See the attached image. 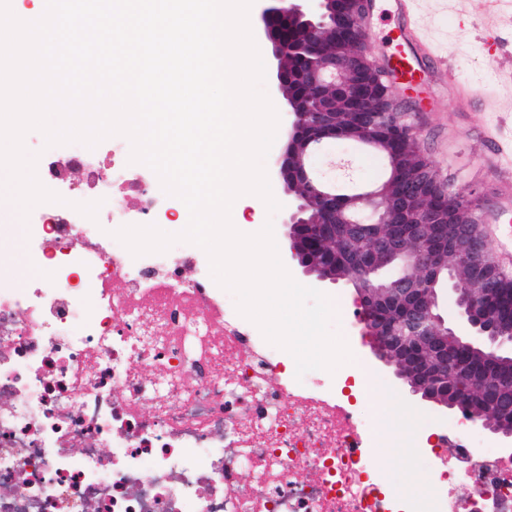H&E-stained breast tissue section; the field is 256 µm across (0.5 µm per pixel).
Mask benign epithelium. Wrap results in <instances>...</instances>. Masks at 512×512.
Returning <instances> with one entry per match:
<instances>
[{"label": "benign epithelium", "mask_w": 512, "mask_h": 512, "mask_svg": "<svg viewBox=\"0 0 512 512\" xmlns=\"http://www.w3.org/2000/svg\"><path fill=\"white\" fill-rule=\"evenodd\" d=\"M371 0H269L260 20L278 60L277 88L291 75L287 58L301 60L297 78L307 88L308 100L324 97L325 87L354 106L351 113L356 140L387 161L381 183L359 186L341 211L331 208L336 198L315 166L326 144L336 140L329 125V107L309 110L307 100H287L288 134L276 160L278 176L297 204L286 226L292 259L321 283L338 280L333 261L315 252L308 228L326 224L331 231L346 224L343 240L353 257L359 321L375 354L395 367L414 395L449 409L465 410L466 419L479 424L512 445V414L498 403L480 406L472 398L448 392V378L433 363H448V349L464 348L512 367V324L501 322L490 301L505 291V277L491 260L478 232L481 204H469L475 191H453L441 183L430 163L415 175L401 164L398 134L412 133L400 95L382 82L366 52L367 36L360 21ZM329 30L344 58L321 52L323 30ZM314 212L313 219L307 213ZM371 237L370 254L357 245ZM459 267L464 276L453 280L456 315L448 319L438 309L432 273H450Z\"/></svg>", "instance_id": "benign-epithelium-1"}]
</instances>
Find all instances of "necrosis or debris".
Wrapping results in <instances>:
<instances>
[{
  "label": "necrosis or debris",
  "instance_id": "necrosis-or-debris-1",
  "mask_svg": "<svg viewBox=\"0 0 512 512\" xmlns=\"http://www.w3.org/2000/svg\"><path fill=\"white\" fill-rule=\"evenodd\" d=\"M127 145L70 144L38 178L72 207L35 206L27 249L52 279L0 274V512H512V455L450 428L414 504L374 459L383 432L330 383L274 377L279 349L164 253L133 257L113 233L167 214ZM252 491L242 494L240 476Z\"/></svg>",
  "mask_w": 512,
  "mask_h": 512
}]
</instances>
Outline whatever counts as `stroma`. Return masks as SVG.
<instances>
[{"mask_svg": "<svg viewBox=\"0 0 512 512\" xmlns=\"http://www.w3.org/2000/svg\"><path fill=\"white\" fill-rule=\"evenodd\" d=\"M419 11L428 26L439 60L435 79L402 89L413 107L408 121L419 151L430 162L438 178L453 190L475 188L488 202L483 210V228L488 246L512 245V210L501 196L500 168L512 162V0H502L497 13H489L486 0H420ZM397 19L389 0H373L368 54L373 62L393 54ZM320 167L328 179L383 181L386 165L379 155L336 142L323 152ZM242 233L252 224L272 222L274 238L280 242V258L300 284L320 288L329 295L338 312L331 328L347 341L353 363L371 370L377 384L389 396L385 409L372 400L362 402L366 415L380 419L392 434L375 450L388 480L409 498H428L434 493L430 459L416 453L413 437L418 429L439 432L455 410L422 401L394 373L393 366L373 353L371 340L359 323L357 294L351 284H317L315 278L288 255V228L284 213L245 209ZM23 225L18 214L0 223V251L8 256V273L17 286L39 279L21 238Z\"/></svg>", "mask_w": 512, "mask_h": 512, "instance_id": "1", "label": "stroma"}]
</instances>
